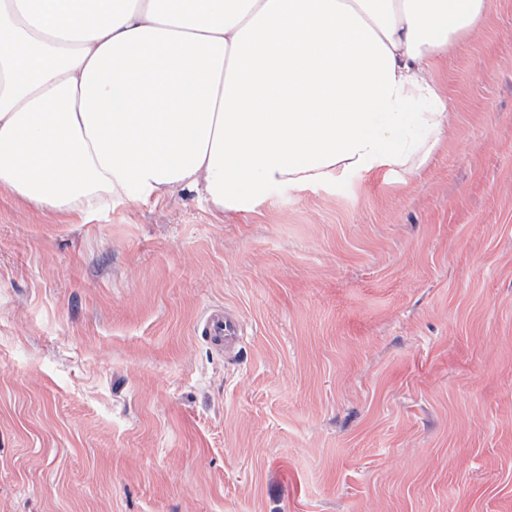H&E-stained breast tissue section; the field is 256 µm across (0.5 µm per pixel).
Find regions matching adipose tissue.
Here are the masks:
<instances>
[{"label": "adipose tissue", "instance_id": "ef3b65f1", "mask_svg": "<svg viewBox=\"0 0 512 512\" xmlns=\"http://www.w3.org/2000/svg\"><path fill=\"white\" fill-rule=\"evenodd\" d=\"M486 0H0V187L86 218L177 191L249 213L272 185L420 169L431 70Z\"/></svg>", "mask_w": 512, "mask_h": 512}]
</instances>
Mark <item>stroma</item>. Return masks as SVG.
<instances>
[{
  "label": "stroma",
  "mask_w": 512,
  "mask_h": 512,
  "mask_svg": "<svg viewBox=\"0 0 512 512\" xmlns=\"http://www.w3.org/2000/svg\"><path fill=\"white\" fill-rule=\"evenodd\" d=\"M433 77L415 175L77 224L0 188V512H512V0ZM197 332L225 358L237 357L243 343L241 321L226 308L216 307L202 315L196 323Z\"/></svg>",
  "instance_id": "35a3bbf8"
}]
</instances>
